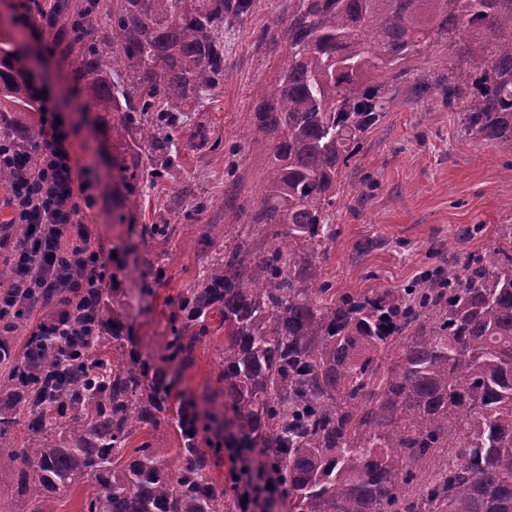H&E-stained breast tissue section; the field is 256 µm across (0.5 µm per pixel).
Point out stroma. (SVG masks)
Returning <instances> with one entry per match:
<instances>
[{
	"instance_id": "1",
	"label": "stroma",
	"mask_w": 512,
	"mask_h": 512,
	"mask_svg": "<svg viewBox=\"0 0 512 512\" xmlns=\"http://www.w3.org/2000/svg\"><path fill=\"white\" fill-rule=\"evenodd\" d=\"M53 2L36 0L25 11L20 0H9V7L15 31L41 34L43 68L35 86L69 132L76 180L93 185L94 201L82 216L93 246L112 258L105 294L137 336L142 359L165 372L171 409L197 403L198 442L211 460V479L228 485L225 439L238 427L217 381L224 331L209 320L207 336L186 359L171 358L167 341L179 295L201 283L222 243L247 241L257 255L288 243L251 221L263 195L267 151L245 138L262 89L288 59L284 42L271 38L288 24V0H252L224 33L223 80L178 114L169 159L145 158L133 176L122 164L138 152L139 136L118 132L116 114L91 110L72 77L74 58L60 39L64 20L51 14ZM410 69L415 81L435 83L450 69L461 83L472 82L465 64L442 46ZM466 107L463 97L447 107L434 90L420 99L399 95L337 185L334 235L312 257L315 283L336 293L402 288L423 273L472 257L489 261L512 247V155L464 135ZM160 166L163 176H153ZM131 181L138 188L134 202L125 189ZM153 224L164 225V246L147 235Z\"/></svg>"
}]
</instances>
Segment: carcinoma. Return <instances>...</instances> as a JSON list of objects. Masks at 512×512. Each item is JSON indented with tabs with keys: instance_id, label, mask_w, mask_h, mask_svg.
I'll return each mask as SVG.
<instances>
[{
	"instance_id": "obj_1",
	"label": "carcinoma",
	"mask_w": 512,
	"mask_h": 512,
	"mask_svg": "<svg viewBox=\"0 0 512 512\" xmlns=\"http://www.w3.org/2000/svg\"><path fill=\"white\" fill-rule=\"evenodd\" d=\"M288 61L263 94L249 140L267 145L253 223L286 228L254 255L247 242L177 301L168 342L187 357L224 327L219 382L248 447L279 477L288 512H512V250L467 261L448 277L370 296L329 295L311 281L312 251L332 235L337 184L410 74L408 63L461 28L480 36L462 55L474 74L465 132L512 154V0H288ZM251 0H82L67 14L74 79L98 112L118 113L162 155L174 113L224 78V26ZM21 46L0 41V139L25 160L37 111ZM453 107L465 91L442 77ZM97 329L112 356L84 359L55 388L45 373L60 347L0 361V481L41 512L87 478V512H240L209 477L197 420L179 419L181 463L150 442L125 458L130 436L159 429L169 390L149 373L122 314L98 295ZM198 331L185 335V329ZM26 441L18 443V429Z\"/></svg>"
}]
</instances>
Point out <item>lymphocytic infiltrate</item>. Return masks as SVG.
<instances>
[{
    "label": "lymphocytic infiltrate",
    "mask_w": 512,
    "mask_h": 512,
    "mask_svg": "<svg viewBox=\"0 0 512 512\" xmlns=\"http://www.w3.org/2000/svg\"><path fill=\"white\" fill-rule=\"evenodd\" d=\"M41 112L44 142L37 165L15 184L9 203L10 223L27 225L29 233L12 247V280L0 290V309L53 306L56 317L38 324L34 333L57 336L65 329L61 313L82 300L85 288L98 283L102 266L81 220L83 189L73 179L67 133L49 107ZM231 460L241 512H261L262 492L279 490L276 477L263 460L236 452Z\"/></svg>",
    "instance_id": "lymphocytic-infiltrate-1"
}]
</instances>
